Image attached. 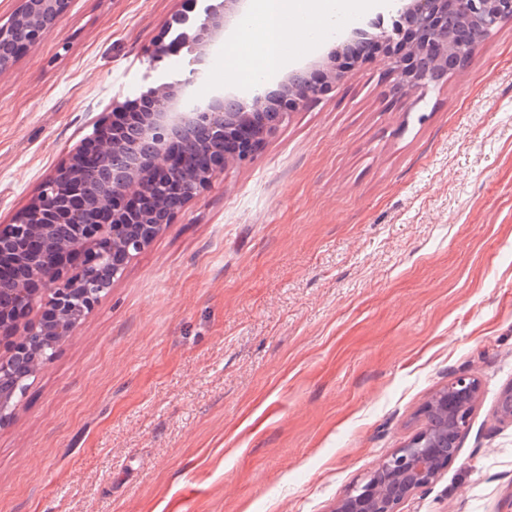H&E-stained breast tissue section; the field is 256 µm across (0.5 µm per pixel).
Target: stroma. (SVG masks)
<instances>
[{
	"instance_id": "obj_1",
	"label": "stroma",
	"mask_w": 512,
	"mask_h": 512,
	"mask_svg": "<svg viewBox=\"0 0 512 512\" xmlns=\"http://www.w3.org/2000/svg\"><path fill=\"white\" fill-rule=\"evenodd\" d=\"M212 0H69L0 72V224L113 106L187 79L156 56ZM214 45L194 98L225 87ZM364 59L218 172L0 422V512H332L457 375L458 453L399 512H512V22L388 94ZM480 385L479 382L466 374H461L454 377L448 386L437 391L434 394L435 400H441L444 404L442 413L446 420H448V426L445 427L444 436L448 437V431H454L456 438L452 443V448L460 447V438L466 427V425L460 424V415L465 410H468L465 421L469 419L471 411L480 397ZM455 423L454 427H450L451 424Z\"/></svg>"
}]
</instances>
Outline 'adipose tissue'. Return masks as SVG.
Segmentation results:
<instances>
[{
	"label": "adipose tissue",
	"mask_w": 512,
	"mask_h": 512,
	"mask_svg": "<svg viewBox=\"0 0 512 512\" xmlns=\"http://www.w3.org/2000/svg\"><path fill=\"white\" fill-rule=\"evenodd\" d=\"M378 0H251L239 36L224 44L221 72L225 82L239 83L243 69L256 81L270 80L286 68L301 44L310 42L314 30L330 27L370 11ZM255 41L256 53L243 58L240 36Z\"/></svg>",
	"instance_id": "1"
}]
</instances>
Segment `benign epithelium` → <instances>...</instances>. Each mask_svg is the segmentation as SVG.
I'll return each instance as SVG.
<instances>
[{
    "label": "benign epithelium",
    "mask_w": 512,
    "mask_h": 512,
    "mask_svg": "<svg viewBox=\"0 0 512 512\" xmlns=\"http://www.w3.org/2000/svg\"><path fill=\"white\" fill-rule=\"evenodd\" d=\"M244 2L222 0L211 7L184 33L183 43L204 56L224 28L241 18ZM68 4L20 0L8 24L0 26V43L14 45L10 59H0V71L15 63L24 46L43 38L46 28L36 25L37 15L55 18ZM396 13L395 29L381 30L371 40L390 59L399 92L411 96L432 83L419 67L421 58L440 68L448 66L450 57L474 54L480 37L471 40L459 32L455 19L475 17L479 29L489 34L512 21V0H397ZM363 35H368L365 29H352L317 61L324 71L319 85L291 73L272 93L262 90L247 100L217 95L194 104L186 95L189 79L148 87L143 111L112 107V119L97 137L69 154L17 219L0 224V422L11 417L26 394L27 383L18 379L16 367L30 345L37 344L44 359L52 358L127 263L172 223L176 212L157 215L150 206L152 195L179 192L184 205L199 197L219 169L249 157L275 131L265 120L261 128L252 121L253 114L265 112L270 96L278 98L280 121H285L344 77L352 67L356 39ZM194 130L205 131L215 145L192 158L185 136ZM189 166L199 167L201 174L188 183H173L171 173ZM61 224L74 226L77 240L58 241L54 229ZM480 392L475 378L461 374L434 394L444 404L445 431L456 433L455 449L465 429L460 415L473 409ZM497 412L512 422V385L501 392ZM440 441L441 434L424 430L395 449L336 502L334 512H397L401 501L439 477L434 453Z\"/></svg>",
    "instance_id": "benign-epithelium-1"
}]
</instances>
